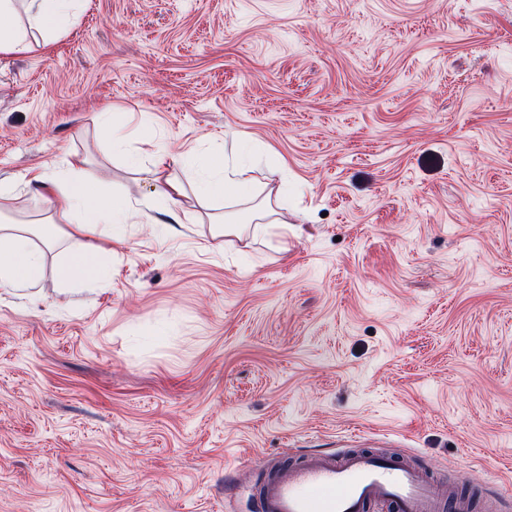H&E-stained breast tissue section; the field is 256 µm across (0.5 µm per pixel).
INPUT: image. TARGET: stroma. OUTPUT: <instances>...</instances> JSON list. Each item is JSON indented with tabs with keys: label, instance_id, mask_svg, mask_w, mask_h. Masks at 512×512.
Masks as SVG:
<instances>
[{
	"label": "stroma",
	"instance_id": "stroma-1",
	"mask_svg": "<svg viewBox=\"0 0 512 512\" xmlns=\"http://www.w3.org/2000/svg\"><path fill=\"white\" fill-rule=\"evenodd\" d=\"M190 152L287 231L190 194L102 281L0 289V512H251L226 483L350 447L512 512V0H81L0 53L15 218L39 171L135 207ZM245 171L234 161L224 163L223 159L209 158L196 173L195 194L198 204L212 208L220 199L233 198L249 204L256 224H288L282 220L277 208H281L278 198L273 205L270 192L253 191L244 176Z\"/></svg>",
	"mask_w": 512,
	"mask_h": 512
}]
</instances>
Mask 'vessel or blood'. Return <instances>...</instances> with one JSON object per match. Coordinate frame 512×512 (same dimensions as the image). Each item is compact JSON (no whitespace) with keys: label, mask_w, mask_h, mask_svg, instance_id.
<instances>
[{"label":"vessel or blood","mask_w":512,"mask_h":512,"mask_svg":"<svg viewBox=\"0 0 512 512\" xmlns=\"http://www.w3.org/2000/svg\"><path fill=\"white\" fill-rule=\"evenodd\" d=\"M254 512H463L455 488L440 490L420 467L356 448L311 452L287 468L269 466Z\"/></svg>","instance_id":"vessel-or-blood-1"}]
</instances>
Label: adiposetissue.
I'll use <instances>...</instances> for the list:
<instances>
[{
  "instance_id": "adipose-tissue-1",
  "label": "adipose tissue",
  "mask_w": 512,
  "mask_h": 512,
  "mask_svg": "<svg viewBox=\"0 0 512 512\" xmlns=\"http://www.w3.org/2000/svg\"><path fill=\"white\" fill-rule=\"evenodd\" d=\"M17 0H0V53L27 49V31L34 28L53 35L69 26L78 0H28L27 27L15 24ZM36 196L49 210V229L36 224L5 222L0 224V288L28 290L42 280L48 256L61 254L56 264L58 279L80 280L92 284L103 279L107 271L95 259L96 240L118 236L132 212L125 197L102 193L83 179L79 170L63 174L41 171L34 175ZM195 194L205 208L223 198L248 204L256 223L277 224L281 217L270 195L253 190L243 169L236 162L207 159L196 173ZM75 238L85 239L84 248L70 251L66 244Z\"/></svg>"
}]
</instances>
